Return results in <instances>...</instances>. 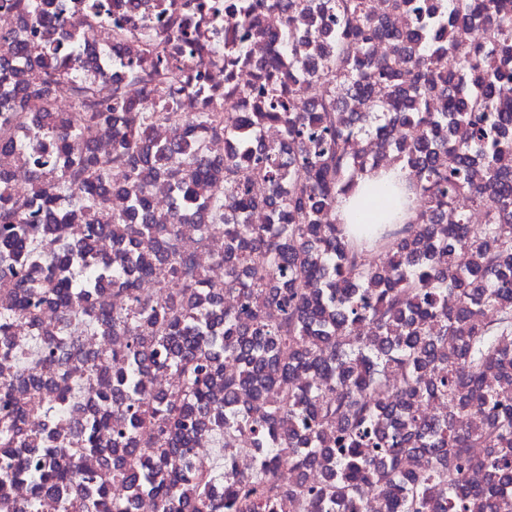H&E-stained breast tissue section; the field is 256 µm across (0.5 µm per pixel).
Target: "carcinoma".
<instances>
[{"label": "carcinoma", "instance_id": "obj_1", "mask_svg": "<svg viewBox=\"0 0 512 512\" xmlns=\"http://www.w3.org/2000/svg\"><path fill=\"white\" fill-rule=\"evenodd\" d=\"M45 29L37 41L16 43L0 35V84L11 79L10 61L37 59L42 74L0 105V152L13 150L7 134L27 104L47 107L53 61L74 53L78 37L55 38L60 25L45 18L41 0H3ZM408 14L401 28L389 26L375 0H242L227 24L225 89L236 93V72H256L252 111L240 116L204 110L182 115L177 97L195 39L176 24L182 0L168 3V23L136 34L118 29L119 43L156 40L174 49L154 50L151 70L132 66L131 76L152 83L146 101L127 102L120 89L98 96L77 86L75 111L26 129L35 149L50 147L69 168L33 174L40 206L72 200L86 220L84 242L49 254L26 206L5 198L0 185V280L20 291L0 307V353L12 351L14 323L50 301L73 316L72 296L92 294L105 278L121 286L126 304L100 309L104 334L121 338L112 356L109 390L91 397L92 414L78 422L80 453L103 456L112 479L126 489L113 494L106 480L79 478L77 456L53 436L34 440L22 427L29 408L50 417L70 410L64 394L42 401L38 387L20 400L13 380L0 377V503L13 506L11 489L28 480L30 499L17 512H33L41 495L80 502L87 512H132L140 495L157 512H359L362 493L374 485L386 512H512V0H391ZM278 13L284 25H262ZM277 45L254 62L246 40ZM459 42L470 45L452 56ZM332 79L320 103L308 97L311 84ZM119 114L123 129L112 155L95 154L84 129ZM187 122L232 141L222 158L201 143L176 135L153 144L146 130L156 123ZM277 126L281 138L266 142L260 132ZM419 141L401 147L394 161L408 170L410 187L424 206L407 224H388L375 252L357 247L336 222V202L359 177L377 169L358 147L363 135L390 137L400 131ZM124 171L114 191L129 205L112 211V233L132 255L128 265L107 271L87 262L90 239L101 230L111 171ZM221 177L206 201L194 194L199 178ZM174 185V210L150 211L149 186ZM271 188L253 195L252 180ZM198 210L201 237L219 233L224 251V287L213 288L192 255L182 251L178 220ZM481 210L485 224H470ZM469 262L448 276L458 252ZM178 279L183 288L170 300L141 293L140 283ZM244 302L223 307L224 293ZM363 321L375 329L365 341ZM65 331L43 346V360L59 363ZM496 368L504 386L483 390ZM173 376L176 389L155 394L156 372ZM224 383V403L211 391ZM249 395L254 413L237 402ZM154 446L136 459L133 438L144 419ZM212 431L247 432L265 448L258 470L248 476L225 471L210 477L192 472L186 460L198 421ZM334 435L343 456L326 441ZM304 470L318 464V487L282 489L274 481L280 452ZM424 453L435 462L416 473L405 457ZM478 464L488 487H475L465 471ZM224 482V497L212 482ZM438 490L439 506L429 496Z\"/></svg>", "mask_w": 512, "mask_h": 512}]
</instances>
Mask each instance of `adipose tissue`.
<instances>
[{
  "mask_svg": "<svg viewBox=\"0 0 512 512\" xmlns=\"http://www.w3.org/2000/svg\"><path fill=\"white\" fill-rule=\"evenodd\" d=\"M408 178L400 167L391 166L365 174L357 189L340 198L336 205L337 222L350 226L404 222L412 215V202L402 199L400 187Z\"/></svg>",
  "mask_w": 512,
  "mask_h": 512,
  "instance_id": "obj_1",
  "label": "adipose tissue"
}]
</instances>
